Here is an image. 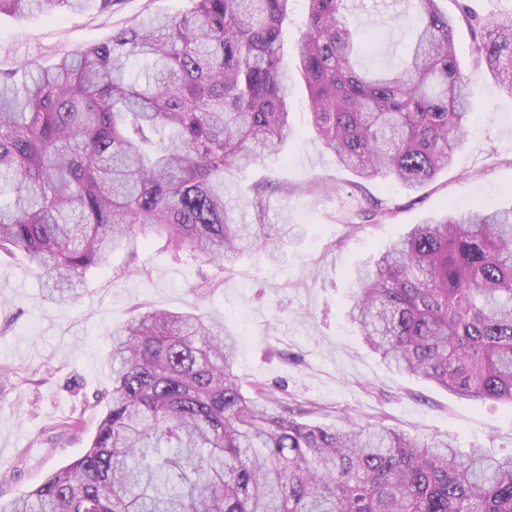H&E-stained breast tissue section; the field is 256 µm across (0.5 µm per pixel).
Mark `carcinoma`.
<instances>
[{
    "mask_svg": "<svg viewBox=\"0 0 512 512\" xmlns=\"http://www.w3.org/2000/svg\"><path fill=\"white\" fill-rule=\"evenodd\" d=\"M51 66L0 69V253L50 300L132 236L227 269L276 260L294 224L238 223L229 177L291 135L289 0H189ZM295 47L322 146L361 178L419 189L474 109L440 0H413L399 64L368 74L358 0H307ZM112 0H0V15ZM477 64L512 96V13L469 20ZM145 66L133 75L127 63ZM347 316L398 372L512 406V205L432 216L356 271ZM237 342L197 313L146 310L112 333L107 411L83 454L9 512H512V455L383 425H323L234 371Z\"/></svg>",
    "mask_w": 512,
    "mask_h": 512,
    "instance_id": "1",
    "label": "carcinoma"
}]
</instances>
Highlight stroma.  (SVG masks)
<instances>
[{"label":"stroma","instance_id":"35a3bbf8","mask_svg":"<svg viewBox=\"0 0 512 512\" xmlns=\"http://www.w3.org/2000/svg\"><path fill=\"white\" fill-rule=\"evenodd\" d=\"M356 24L375 45L360 65H396L411 34L408 0H360ZM187 0H113L102 12L55 7L36 16H0V68L49 65L106 42L149 14L185 11ZM454 22L462 69L475 71L478 104L448 169L416 191L387 178L363 179L337 164L317 139L307 92L296 84L283 151L235 178L242 201L268 180L285 189L266 199V223L298 225L280 262L255 252L229 270L175 258L162 237L133 239L91 270L80 295L55 303L37 275L0 264V510L79 457L106 413L99 397L112 385L109 338L135 306L202 309L238 344L234 366L245 388L264 384L296 404H315L317 422L382 423L434 435L456 448L512 453V407L458 399L416 377L389 369L363 343L345 310L359 265L385 251L412 225L451 210H493L512 203V96L476 70L472 34L461 9L481 17L512 11V0H443ZM386 220L368 216L373 203ZM209 281L207 294L194 287ZM78 431H60L69 417Z\"/></svg>","mask_w":512,"mask_h":512}]
</instances>
